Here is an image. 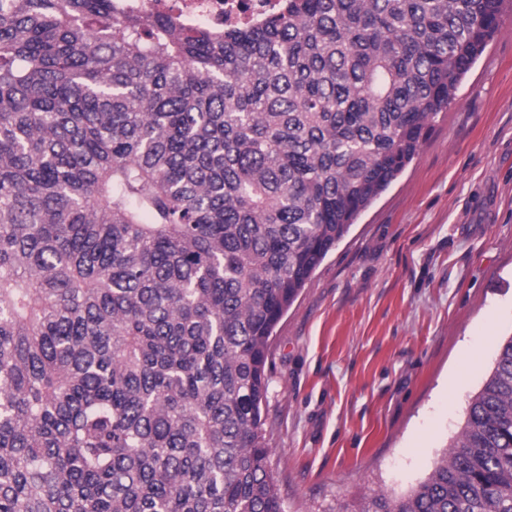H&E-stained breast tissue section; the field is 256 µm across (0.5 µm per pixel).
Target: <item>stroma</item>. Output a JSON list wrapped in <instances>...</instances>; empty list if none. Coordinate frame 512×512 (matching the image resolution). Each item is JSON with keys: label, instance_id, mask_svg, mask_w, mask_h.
Segmentation results:
<instances>
[{"label": "stroma", "instance_id": "35a3bbf8", "mask_svg": "<svg viewBox=\"0 0 512 512\" xmlns=\"http://www.w3.org/2000/svg\"><path fill=\"white\" fill-rule=\"evenodd\" d=\"M421 149L271 339L267 439L285 512L408 495L512 337V0Z\"/></svg>", "mask_w": 512, "mask_h": 512}]
</instances>
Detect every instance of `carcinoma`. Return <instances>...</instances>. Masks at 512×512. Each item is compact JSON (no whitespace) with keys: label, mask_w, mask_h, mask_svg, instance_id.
Here are the masks:
<instances>
[{"label":"carcinoma","mask_w":512,"mask_h":512,"mask_svg":"<svg viewBox=\"0 0 512 512\" xmlns=\"http://www.w3.org/2000/svg\"><path fill=\"white\" fill-rule=\"evenodd\" d=\"M501 3L283 0L222 30L0 0V512H284L272 333ZM356 512H512V337L428 476Z\"/></svg>","instance_id":"1"}]
</instances>
